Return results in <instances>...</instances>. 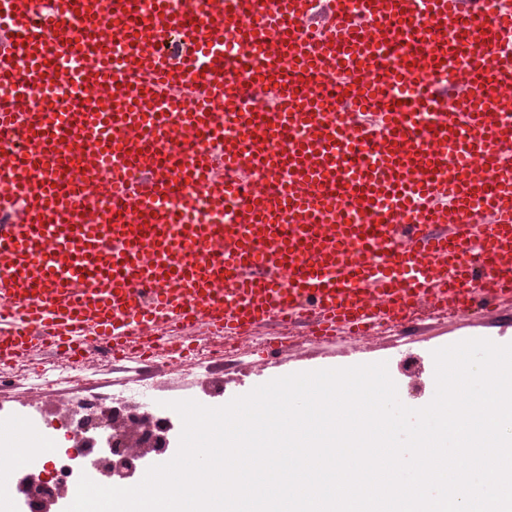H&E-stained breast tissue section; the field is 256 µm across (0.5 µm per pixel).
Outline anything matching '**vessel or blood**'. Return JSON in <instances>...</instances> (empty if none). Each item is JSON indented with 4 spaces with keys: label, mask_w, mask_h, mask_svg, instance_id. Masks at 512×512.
Returning a JSON list of instances; mask_svg holds the SVG:
<instances>
[{
    "label": "vessel or blood",
    "mask_w": 512,
    "mask_h": 512,
    "mask_svg": "<svg viewBox=\"0 0 512 512\" xmlns=\"http://www.w3.org/2000/svg\"><path fill=\"white\" fill-rule=\"evenodd\" d=\"M504 45V0H0V365L497 316Z\"/></svg>",
    "instance_id": "1"
}]
</instances>
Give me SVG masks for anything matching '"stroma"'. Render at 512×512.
Segmentation results:
<instances>
[{
	"instance_id": "stroma-1",
	"label": "stroma",
	"mask_w": 512,
	"mask_h": 512,
	"mask_svg": "<svg viewBox=\"0 0 512 512\" xmlns=\"http://www.w3.org/2000/svg\"><path fill=\"white\" fill-rule=\"evenodd\" d=\"M471 338H486L498 344L512 343V327L503 330L494 321L473 316L456 321L423 319L406 338L408 350L416 354L415 363L409 366L400 356L397 335L393 332L376 335L364 345L354 341L339 346L307 342L293 347L288 355L265 367L253 365L251 357L235 356L203 375L188 371L171 374L158 398L162 401L193 399L209 407H219L260 384L291 373L383 361L403 401L410 407L420 408L433 394V351ZM66 401V395L61 392L35 395L18 383L11 389L0 390V423L25 418L35 420L48 446L56 449L72 447V440L63 432Z\"/></svg>"
}]
</instances>
